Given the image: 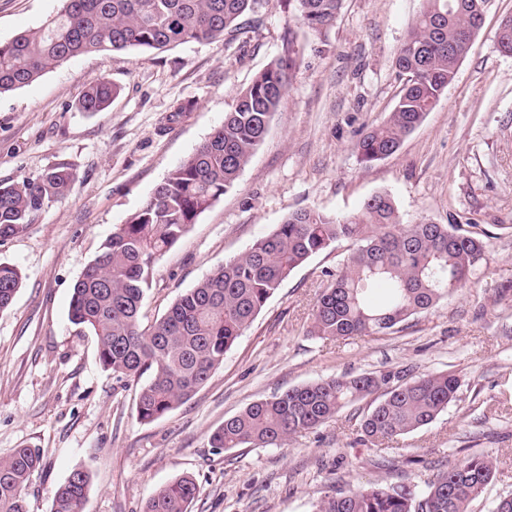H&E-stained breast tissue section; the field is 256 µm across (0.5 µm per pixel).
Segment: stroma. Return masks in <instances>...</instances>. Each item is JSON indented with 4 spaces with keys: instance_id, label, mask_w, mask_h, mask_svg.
<instances>
[{
    "instance_id": "obj_1",
    "label": "stroma",
    "mask_w": 512,
    "mask_h": 512,
    "mask_svg": "<svg viewBox=\"0 0 512 512\" xmlns=\"http://www.w3.org/2000/svg\"><path fill=\"white\" fill-rule=\"evenodd\" d=\"M63 0H0V41L39 27ZM423 0H342L332 25L305 27L287 0H259L219 42L167 50L90 53L0 94V181L33 180L67 165V196L19 236L0 261L22 285L0 311V457L39 449L28 493L49 512L54 489L77 468L91 482L85 512H143L182 474L196 477L191 512H313L328 487L367 481L425 486L469 453L495 476L471 512L512 493V56L497 46L512 0H487L484 20L441 101L392 156L363 164L355 143L394 109L405 75L397 53ZM294 38L297 67L268 133L235 184L199 215L155 268L143 324L292 211L342 216L378 192L404 221L458 224L487 243L470 288L379 336L324 340L308 333L326 272L352 244L312 256L270 298L223 363L187 403L149 424L136 418L139 386L98 359L94 336L68 317L72 286L115 225L223 124L236 93ZM118 89L102 112L77 107L101 78ZM179 99L197 105L177 123ZM448 370L458 399L433 423L375 447L363 442V399L280 447H211V432L248 404L304 383L365 372Z\"/></svg>"
}]
</instances>
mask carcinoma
Masks as SVG:
<instances>
[{
	"mask_svg": "<svg viewBox=\"0 0 512 512\" xmlns=\"http://www.w3.org/2000/svg\"><path fill=\"white\" fill-rule=\"evenodd\" d=\"M301 22L319 31L336 18L341 0H294ZM396 57L408 76L393 112L362 134V164L394 154L440 101L467 55L468 30L484 0H424ZM255 0H65L41 26L0 42V93L28 86L47 70L92 52L164 49L190 41H222L238 30ZM497 44L512 54V17ZM296 67L293 40L236 96L216 128L126 223L118 225L72 287L69 317L96 337L102 367L120 381L146 378L137 420L153 422L188 402L224 361L281 284L311 256L340 241L353 251L327 274L311 314L309 334L326 340L386 334L472 284L487 243L458 224L429 219L407 224L387 193L370 196L338 217L312 209L289 213L242 255L227 261L181 295L149 328L141 326L144 294L156 265L197 217L220 199L263 142ZM117 88L102 79L78 100L101 112ZM75 174L59 165L35 180L0 181V239L26 231L50 204L62 200ZM21 272L0 262V310L8 308ZM461 381L451 372L410 379L398 372L318 380L250 403L224 420L211 446L278 447L325 424L343 409L384 390L363 415V441L392 443L435 421L457 400ZM41 456L27 446L0 458V512H32L28 489ZM495 473L485 454L466 456L419 489L404 483L332 487L315 512H470ZM90 475L73 470L53 492L49 512H84ZM196 480L184 475L150 497L143 512H190Z\"/></svg>",
	"mask_w": 512,
	"mask_h": 512,
	"instance_id": "cac0c4a2",
	"label": "carcinoma"
}]
</instances>
